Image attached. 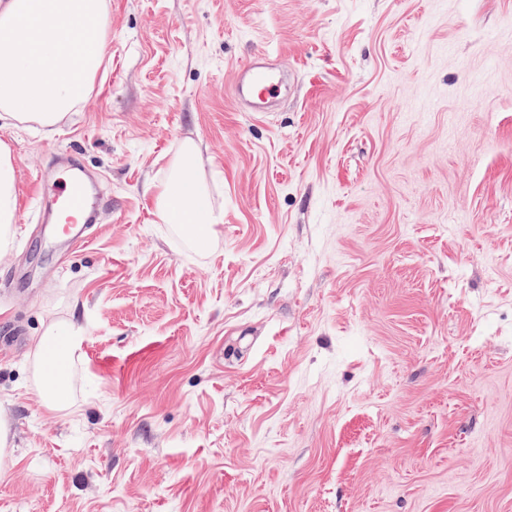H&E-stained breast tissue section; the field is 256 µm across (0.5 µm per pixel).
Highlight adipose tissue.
I'll use <instances>...</instances> for the list:
<instances>
[{
    "label": "adipose tissue",
    "mask_w": 512,
    "mask_h": 512,
    "mask_svg": "<svg viewBox=\"0 0 512 512\" xmlns=\"http://www.w3.org/2000/svg\"><path fill=\"white\" fill-rule=\"evenodd\" d=\"M197 155L194 142L183 143L172 178L155 188L160 217L167 224H187L197 244H207L218 217L208 202L205 189L193 171ZM15 168L10 149L0 144V257L8 254L15 221ZM83 336L78 325L60 332L48 325L32 353L30 368L35 389L43 406L59 412L67 405L72 385V366L81 349Z\"/></svg>",
    "instance_id": "1"
}]
</instances>
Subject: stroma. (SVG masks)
I'll return each instance as SVG.
<instances>
[{"mask_svg": "<svg viewBox=\"0 0 512 512\" xmlns=\"http://www.w3.org/2000/svg\"><path fill=\"white\" fill-rule=\"evenodd\" d=\"M108 2L83 102L0 124V512H512V0ZM186 140L204 248L152 190ZM71 155L112 201L75 252L35 188ZM71 322L52 413L30 354ZM272 75L255 60L248 68L239 69L232 84L234 99L237 102L247 98H255L260 102L276 99L280 95L281 86ZM15 168L10 149L0 144V258L9 253L15 221Z\"/></svg>", "mask_w": 512, "mask_h": 512, "instance_id": "1", "label": "stroma"}]
</instances>
